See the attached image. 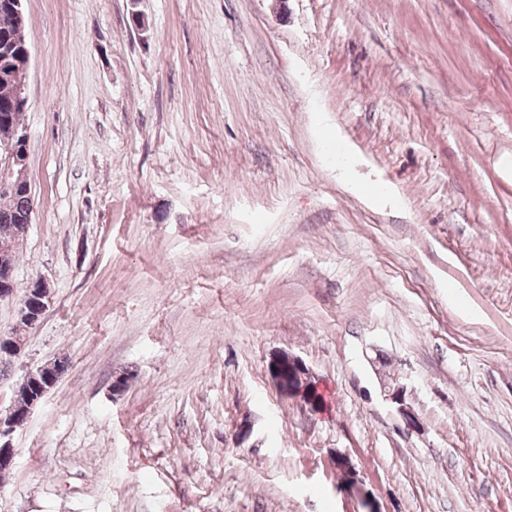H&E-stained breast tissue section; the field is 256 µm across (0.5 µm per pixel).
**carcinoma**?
I'll return each mask as SVG.
<instances>
[{
  "label": "carcinoma",
  "instance_id": "obj_1",
  "mask_svg": "<svg viewBox=\"0 0 512 512\" xmlns=\"http://www.w3.org/2000/svg\"><path fill=\"white\" fill-rule=\"evenodd\" d=\"M12 0H0V134L22 127L21 116L28 104L16 93L14 75L29 49L17 36V17ZM31 201L28 190L0 191V238L18 239L30 224Z\"/></svg>",
  "mask_w": 512,
  "mask_h": 512
}]
</instances>
